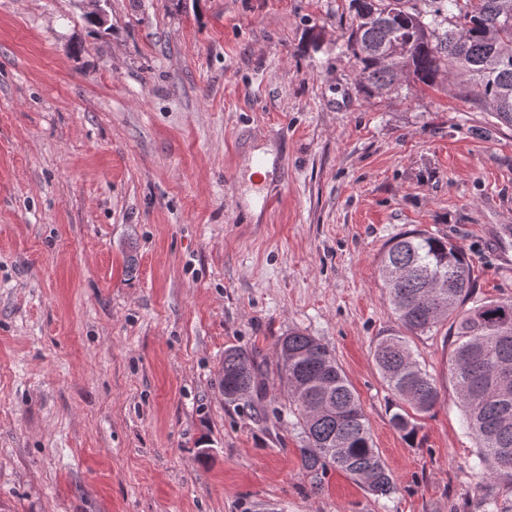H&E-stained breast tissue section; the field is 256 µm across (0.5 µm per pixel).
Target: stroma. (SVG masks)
I'll use <instances>...</instances> for the list:
<instances>
[{"label": "stroma", "mask_w": 512, "mask_h": 512, "mask_svg": "<svg viewBox=\"0 0 512 512\" xmlns=\"http://www.w3.org/2000/svg\"><path fill=\"white\" fill-rule=\"evenodd\" d=\"M86 10L0 0V512H483L446 327L410 339L440 390L412 441L372 349L398 328L379 264L400 234L452 239L474 300L512 299V130L459 72L359 92L349 0ZM292 329L332 350L394 493L302 472ZM230 346L261 407L225 403Z\"/></svg>", "instance_id": "stroma-1"}]
</instances>
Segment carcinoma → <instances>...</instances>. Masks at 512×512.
I'll use <instances>...</instances> for the list:
<instances>
[{"label": "carcinoma", "instance_id": "obj_1", "mask_svg": "<svg viewBox=\"0 0 512 512\" xmlns=\"http://www.w3.org/2000/svg\"><path fill=\"white\" fill-rule=\"evenodd\" d=\"M347 47L358 61L366 94L392 89L403 74L426 86L445 71L471 74L461 97L490 107L497 124L512 129V0H350ZM380 277L399 331L377 341L373 358L397 411L393 426L408 439L414 415L439 403L440 391L414 356L408 336L449 324V374L466 427L477 440L483 478L512 483V300L466 307L474 281L465 251L448 238L414 231L383 252ZM277 366L288 383V411L300 429L302 469L319 479L330 467L388 495L396 483L374 448L359 400L332 351L318 338L290 331L280 338ZM508 367L506 385L491 378ZM224 401L250 404L264 385L253 359L224 349Z\"/></svg>", "mask_w": 512, "mask_h": 512}]
</instances>
